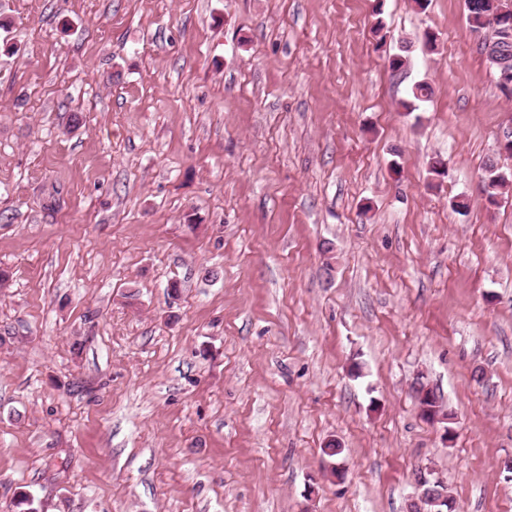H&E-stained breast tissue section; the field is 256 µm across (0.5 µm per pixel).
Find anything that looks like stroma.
Masks as SVG:
<instances>
[{
  "instance_id": "obj_1",
  "label": "stroma",
  "mask_w": 512,
  "mask_h": 512,
  "mask_svg": "<svg viewBox=\"0 0 512 512\" xmlns=\"http://www.w3.org/2000/svg\"><path fill=\"white\" fill-rule=\"evenodd\" d=\"M0 17V512H408L423 468L512 512V98L465 0ZM486 177L483 181V193L490 204H496L497 198L504 194L512 184L511 179L497 172L493 161L486 166Z\"/></svg>"
}]
</instances>
